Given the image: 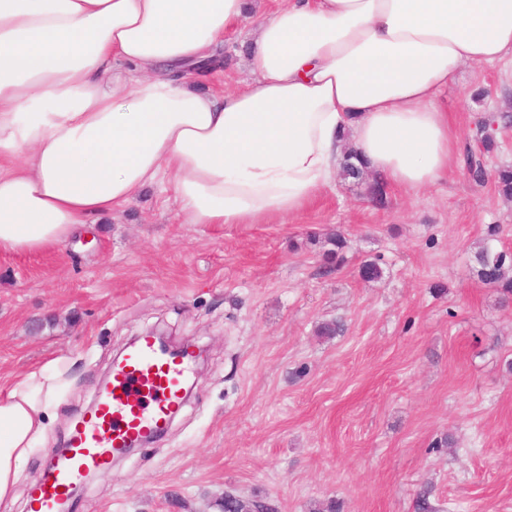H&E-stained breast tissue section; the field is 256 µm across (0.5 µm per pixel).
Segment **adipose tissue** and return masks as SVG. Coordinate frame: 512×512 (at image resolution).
I'll return each mask as SVG.
<instances>
[{
    "mask_svg": "<svg viewBox=\"0 0 512 512\" xmlns=\"http://www.w3.org/2000/svg\"><path fill=\"white\" fill-rule=\"evenodd\" d=\"M0 0V253L78 236L169 188L187 224H260L333 188L348 154L385 186L448 174L438 100L512 56V0ZM252 21L254 76L223 94L193 66ZM34 376L0 399V504L46 429Z\"/></svg>",
    "mask_w": 512,
    "mask_h": 512,
    "instance_id": "adipose-tissue-1",
    "label": "adipose tissue"
}]
</instances>
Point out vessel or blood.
I'll use <instances>...</instances> for the list:
<instances>
[{
	"instance_id": "1",
	"label": "vessel or blood",
	"mask_w": 512,
	"mask_h": 512,
	"mask_svg": "<svg viewBox=\"0 0 512 512\" xmlns=\"http://www.w3.org/2000/svg\"><path fill=\"white\" fill-rule=\"evenodd\" d=\"M190 372L188 359L164 352L152 337H141L113 368L96 405L75 424L65 451L45 460L31 512H60L87 473H107L129 442L158 431L179 410Z\"/></svg>"
}]
</instances>
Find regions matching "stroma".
Listing matches in <instances>:
<instances>
[{"mask_svg":"<svg viewBox=\"0 0 512 512\" xmlns=\"http://www.w3.org/2000/svg\"><path fill=\"white\" fill-rule=\"evenodd\" d=\"M226 34L211 92L251 79ZM458 137L448 177L428 188L338 178L269 224H185L156 189L38 253H0V387L54 364L43 438L13 502L29 512L43 462L97 400L115 355L157 327L202 351L191 396L168 426L69 512H220L225 492L268 495L279 512H512V298L481 282L483 243L512 254V65H467L440 98ZM488 130L487 178L464 148ZM341 233L339 268L319 241ZM382 277L364 280V262ZM336 321L337 334L319 325Z\"/></svg>","mask_w":512,"mask_h":512,"instance_id":"1","label":"stroma"}]
</instances>
